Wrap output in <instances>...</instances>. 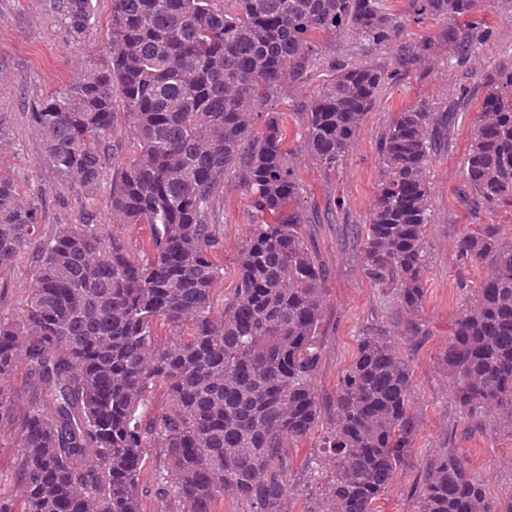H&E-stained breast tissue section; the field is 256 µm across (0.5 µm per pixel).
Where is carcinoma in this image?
<instances>
[{
	"label": "carcinoma",
	"instance_id": "cac0c4a2",
	"mask_svg": "<svg viewBox=\"0 0 512 512\" xmlns=\"http://www.w3.org/2000/svg\"><path fill=\"white\" fill-rule=\"evenodd\" d=\"M112 0L110 65L87 68L29 113L56 170L86 193L101 183L118 133L120 94L136 149L112 181L120 224L154 228L153 260L97 224H64L38 247L35 286L15 319L0 318V377L23 364L35 399L13 420L23 512H142L145 449H160L152 485L166 512H214L229 496L240 512H281L286 443L310 435L325 410L314 379L322 350L324 272L287 210L300 185L279 113L268 109L301 78L315 39L373 45L400 33L386 0ZM481 0H407L413 21H444L401 47L400 67L446 54L471 57L468 17ZM71 39L95 18L94 0H55ZM389 75L340 65L303 112L310 158L333 168L347 154ZM485 93L465 158L480 204L512 206V72L483 78ZM263 121V129L255 128ZM440 123L406 107L378 147L381 179L366 224L362 266L408 313L422 305L429 219L427 173ZM233 179L256 214L238 280L219 312L215 198ZM39 201L0 174V269L35 241ZM463 267L487 270L453 322L437 365L466 413L512 428V240L479 224L455 241ZM164 323L176 339L160 345ZM414 370L385 336L360 339L342 372L320 441L336 466L322 512H375L412 447ZM170 407L143 423L156 387ZM414 512H498L463 456L427 462Z\"/></svg>",
	"mask_w": 512,
	"mask_h": 512
}]
</instances>
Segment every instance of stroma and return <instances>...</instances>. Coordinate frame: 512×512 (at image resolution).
<instances>
[{
  "instance_id": "1",
  "label": "stroma",
  "mask_w": 512,
  "mask_h": 512,
  "mask_svg": "<svg viewBox=\"0 0 512 512\" xmlns=\"http://www.w3.org/2000/svg\"><path fill=\"white\" fill-rule=\"evenodd\" d=\"M389 5L402 24L396 42L374 46L346 37L318 38L314 67L284 88L272 106L283 115L301 187L300 231L325 273L315 391L324 404H331L342 371L356 356L359 339L388 337L414 369L411 403L418 429L375 512H413L428 459L449 449L467 457L471 468L484 477L490 499L503 505L512 500V429L498 418L461 412L436 361L448 344L455 318L472 301L471 286L482 277L481 269L459 265L454 240L478 224L500 225L504 238L512 237V207L475 210L463 200L466 147L482 103L483 77L512 70V0H485L480 5L472 20L485 37L469 59L459 64L437 59L386 84L342 162L330 169L322 167L303 147L302 109L335 66L393 70L401 45L418 43L439 27L431 20L418 25L409 21L405 0H389ZM111 11L112 0H97L95 20L75 42L52 0H0V115L8 121L7 135L0 138V172L10 175L21 193L39 199V241L52 238L61 225L83 223L90 214L106 231L124 236L137 257L147 261L154 257L152 226L117 223L108 210L110 180L133 156L128 137L114 136L106 179L95 193L87 194L56 171L28 119L34 107L48 95L61 93L83 68L107 65ZM452 105L457 108L455 123L429 167L426 288L421 308L411 314L403 310L394 291L367 277L361 263L365 224L379 180L378 146L385 128L402 109L421 106L440 112ZM215 207L219 244L212 260L223 275L214 286L213 304L219 307L235 288L239 252L256 218L248 188L235 183L225 184ZM37 267V253L31 249L11 270H0V317L19 314ZM411 321L418 332L408 339L404 332ZM11 433L10 420L0 416V487L18 510L22 506L16 480L18 450ZM323 433V428H316L310 437L289 446L285 512H321L325 489L336 473L319 446Z\"/></svg>"
}]
</instances>
